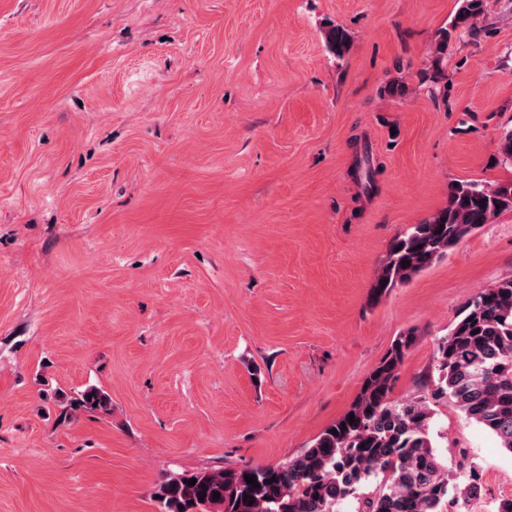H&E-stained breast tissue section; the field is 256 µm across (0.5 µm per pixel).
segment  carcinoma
I'll return each mask as SVG.
<instances>
[{
	"label": "carcinoma",
	"instance_id": "carcinoma-1",
	"mask_svg": "<svg viewBox=\"0 0 512 512\" xmlns=\"http://www.w3.org/2000/svg\"><path fill=\"white\" fill-rule=\"evenodd\" d=\"M482 13L483 0H461L450 27L439 32L431 64L422 72L431 93L448 88V43L476 33ZM325 43L341 60L351 36L344 27L332 25ZM498 155L502 165L512 168V128L501 132ZM505 211H512V180L450 184L447 205L393 241L372 285L373 299L408 283ZM414 343L412 331L396 338L350 408L296 457L261 469L218 465L169 472L155 493L159 512H337L343 503L353 504V512H443L450 489L448 467L434 443L437 404L451 403L512 453V279L467 301L448 334L437 341L431 387L395 402L393 383ZM76 411L109 415L112 400L89 385L61 403L59 418ZM248 475L258 486L247 483ZM192 478L195 485H187ZM215 492L220 494L217 500Z\"/></svg>",
	"mask_w": 512,
	"mask_h": 512
}]
</instances>
